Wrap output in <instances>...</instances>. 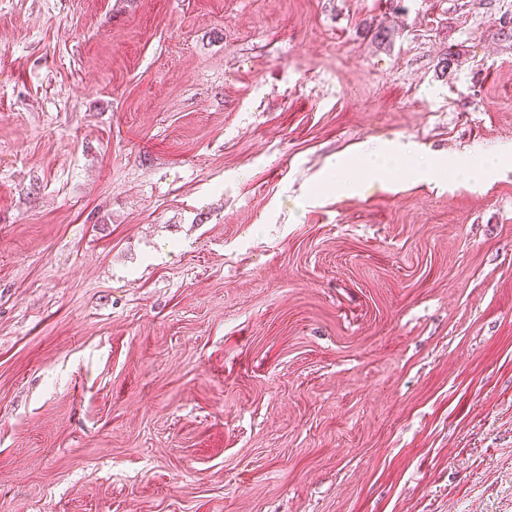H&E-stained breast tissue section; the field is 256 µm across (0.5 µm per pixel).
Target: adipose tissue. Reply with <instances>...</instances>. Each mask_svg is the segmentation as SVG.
<instances>
[{
  "instance_id": "ef3b65f1",
  "label": "adipose tissue",
  "mask_w": 512,
  "mask_h": 512,
  "mask_svg": "<svg viewBox=\"0 0 512 512\" xmlns=\"http://www.w3.org/2000/svg\"><path fill=\"white\" fill-rule=\"evenodd\" d=\"M411 151L410 143L399 139L383 142L372 149H364L351 156L337 158L327 173V182L338 194L354 196L362 191V181L354 174L355 169H365L369 177L386 182L395 170H403L407 180L420 182L431 179L437 170H450L466 180L483 181L494 177L500 170V162L487 160L473 163L471 160L455 159L441 163L440 167L405 166L404 161Z\"/></svg>"
}]
</instances>
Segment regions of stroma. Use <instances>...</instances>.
Instances as JSON below:
<instances>
[{
    "label": "stroma",
    "instance_id": "1",
    "mask_svg": "<svg viewBox=\"0 0 512 512\" xmlns=\"http://www.w3.org/2000/svg\"><path fill=\"white\" fill-rule=\"evenodd\" d=\"M512 0H0V512H512ZM410 151V143L395 139L386 140L375 148L361 150L352 156L336 157V163L328 171L326 180L340 195H358L362 191V181L352 174L355 169L363 168L371 179L384 183L394 170L399 169ZM379 158L381 162L377 163ZM501 168V161L486 160L473 163L471 159H455L437 163L435 166H419L404 168L405 177L409 181L420 182L431 179L438 170H452L465 180L483 181L494 177Z\"/></svg>",
    "mask_w": 512,
    "mask_h": 512
}]
</instances>
